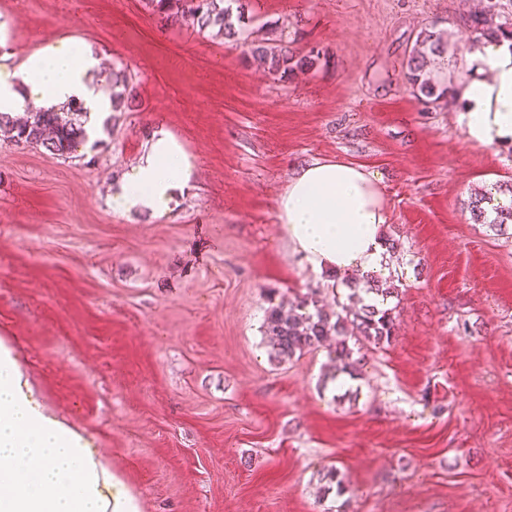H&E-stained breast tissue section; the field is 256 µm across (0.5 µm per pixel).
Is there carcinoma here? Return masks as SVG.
I'll list each match as a JSON object with an SVG mask.
<instances>
[{
    "label": "carcinoma",
    "mask_w": 512,
    "mask_h": 512,
    "mask_svg": "<svg viewBox=\"0 0 512 512\" xmlns=\"http://www.w3.org/2000/svg\"><path fill=\"white\" fill-rule=\"evenodd\" d=\"M143 4L161 23L182 22L200 33L212 32L234 38L235 45L247 46L248 54L280 81H287L307 70L321 55L314 46L301 51L285 50L273 38L236 39L238 32L232 12L223 7L224 0H143ZM470 26L483 37L512 44V18L496 13L493 4L485 14L470 17ZM446 54L448 43L426 28L418 35L407 57L406 81L427 102H435L448 93V87L441 85L426 69L428 57ZM107 80L112 84V111L127 112L138 106L135 87L130 83L125 67L112 68ZM84 117L86 113L81 107L73 104H65L53 111L31 112L23 121L9 113H0V141L15 146L42 147L52 155L68 158L87 141ZM468 208L473 220L495 229L512 224V206L504 208L493 204L489 192L474 194ZM341 284L349 290L347 299H358L361 307L353 310L344 305L339 311L327 309L319 304L317 294L312 291L289 308L277 304L266 310L263 335L270 361L279 364L289 361L333 339L336 341L334 360L338 364L330 378L334 381L343 376L351 380L359 378L361 347L388 345L395 332L392 309L380 308L367 302V298L372 295L391 298L396 288L391 277L384 280L351 277L343 279ZM352 337L355 338L353 348L348 343ZM326 478L328 485L324 487V493L334 491L341 496L348 490V482L337 468L329 469Z\"/></svg>",
    "instance_id": "cac0c4a2"
}]
</instances>
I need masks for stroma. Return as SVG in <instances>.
Returning a JSON list of instances; mask_svg holds the SVG:
<instances>
[{
  "label": "stroma",
  "instance_id": "35a3bbf8",
  "mask_svg": "<svg viewBox=\"0 0 512 512\" xmlns=\"http://www.w3.org/2000/svg\"><path fill=\"white\" fill-rule=\"evenodd\" d=\"M486 2L224 0L253 37L323 50L281 81L141 0H0L10 65L75 40L137 89L72 157L0 146V342L138 512H512V225L467 209L512 180V144L466 142L455 94ZM428 26L454 49L432 104L404 78ZM158 130L189 155L192 193L157 219L115 211ZM322 159L376 174L399 245L396 339L340 402L326 349L278 365L262 335L270 303L346 298L276 217L293 167ZM333 466L340 499L321 493Z\"/></svg>",
  "mask_w": 512,
  "mask_h": 512
}]
</instances>
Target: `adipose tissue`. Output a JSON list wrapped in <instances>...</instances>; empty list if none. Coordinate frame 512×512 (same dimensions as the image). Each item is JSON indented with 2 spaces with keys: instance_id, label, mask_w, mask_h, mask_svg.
I'll return each instance as SVG.
<instances>
[{
  "instance_id": "obj_1",
  "label": "adipose tissue",
  "mask_w": 512,
  "mask_h": 512,
  "mask_svg": "<svg viewBox=\"0 0 512 512\" xmlns=\"http://www.w3.org/2000/svg\"><path fill=\"white\" fill-rule=\"evenodd\" d=\"M460 123L468 142L512 143V45L486 39L465 58ZM97 53L65 40L33 49L19 69L0 65V112L23 102L55 108L82 103L96 138L112 111L94 76ZM191 163L170 133L155 134L138 164L112 188L122 213L164 215L190 185ZM277 219L293 251L313 272L389 277L382 229L389 222L374 174L344 161H315L293 170ZM112 472L82 438L47 416L25 389L9 349L0 344V512H137L113 489Z\"/></svg>"
}]
</instances>
